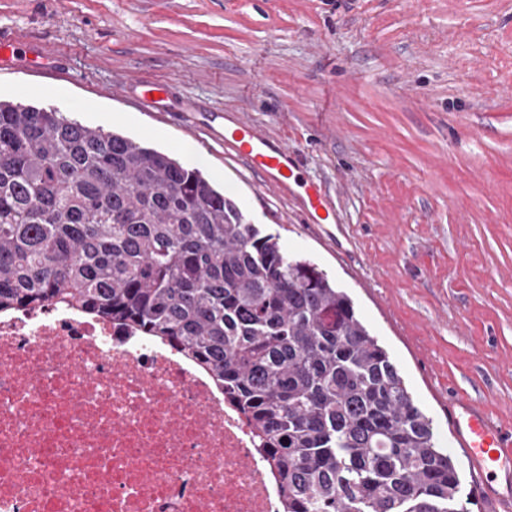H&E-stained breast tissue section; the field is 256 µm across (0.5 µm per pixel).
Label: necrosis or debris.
Returning a JSON list of instances; mask_svg holds the SVG:
<instances>
[{"mask_svg":"<svg viewBox=\"0 0 512 512\" xmlns=\"http://www.w3.org/2000/svg\"><path fill=\"white\" fill-rule=\"evenodd\" d=\"M251 429L152 339L48 305L0 317V512H283Z\"/></svg>","mask_w":512,"mask_h":512,"instance_id":"1","label":"necrosis or debris"}]
</instances>
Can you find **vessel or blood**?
<instances>
[{
    "label": "vessel or blood",
    "mask_w": 512,
    "mask_h": 512,
    "mask_svg": "<svg viewBox=\"0 0 512 512\" xmlns=\"http://www.w3.org/2000/svg\"><path fill=\"white\" fill-rule=\"evenodd\" d=\"M132 87L143 110L166 111L170 84L137 79ZM198 115L203 130L223 141L255 176L258 187L286 191L296 183L303 163L286 143L265 135L245 118L226 117L219 109H202ZM304 214L310 224L335 223L336 210L322 183L306 184ZM448 420L456 440L455 451L467 465L478 496L492 503L495 512H512V436H504L488 410L466 396L449 407Z\"/></svg>",
    "instance_id": "b4317fda"
}]
</instances>
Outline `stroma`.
<instances>
[{
    "label": "stroma",
    "mask_w": 512,
    "mask_h": 512,
    "mask_svg": "<svg viewBox=\"0 0 512 512\" xmlns=\"http://www.w3.org/2000/svg\"><path fill=\"white\" fill-rule=\"evenodd\" d=\"M0 33L57 77L0 68V98L52 107L174 153L250 223L314 260L387 349L437 443L439 397L471 396L512 433V0H0ZM132 79L168 82L145 112ZM206 99L299 152L339 217L259 190L185 126Z\"/></svg>",
    "instance_id": "1"
}]
</instances>
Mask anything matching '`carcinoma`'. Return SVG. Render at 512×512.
I'll return each instance as SVG.
<instances>
[{
  "label": "carcinoma",
  "mask_w": 512,
  "mask_h": 512,
  "mask_svg": "<svg viewBox=\"0 0 512 512\" xmlns=\"http://www.w3.org/2000/svg\"><path fill=\"white\" fill-rule=\"evenodd\" d=\"M55 303L206 368L285 512H467L453 458L351 298L199 167L0 100V313Z\"/></svg>",
  "instance_id": "1"
}]
</instances>
